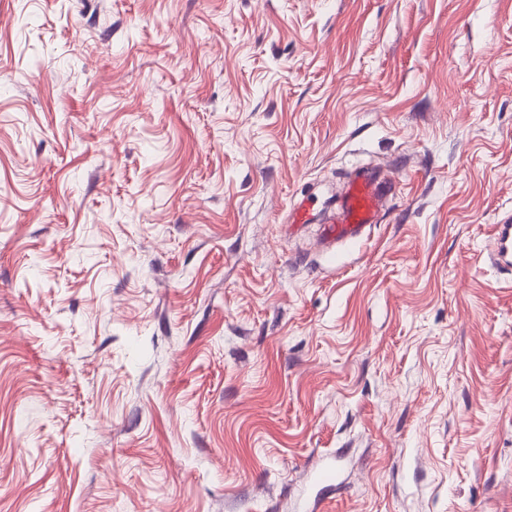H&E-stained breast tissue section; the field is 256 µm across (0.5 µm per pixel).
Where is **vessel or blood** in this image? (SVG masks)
<instances>
[{
	"mask_svg": "<svg viewBox=\"0 0 512 512\" xmlns=\"http://www.w3.org/2000/svg\"><path fill=\"white\" fill-rule=\"evenodd\" d=\"M390 183L374 172L364 171L349 181L336 209L330 210L321 239L326 249L363 236L366 228L378 223ZM492 261L501 269L512 266V219L495 225Z\"/></svg>",
	"mask_w": 512,
	"mask_h": 512,
	"instance_id": "b4317fda",
	"label": "vessel or blood"
}]
</instances>
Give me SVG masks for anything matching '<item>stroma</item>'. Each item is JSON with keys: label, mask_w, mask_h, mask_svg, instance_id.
<instances>
[{"label": "stroma", "mask_w": 512, "mask_h": 512, "mask_svg": "<svg viewBox=\"0 0 512 512\" xmlns=\"http://www.w3.org/2000/svg\"><path fill=\"white\" fill-rule=\"evenodd\" d=\"M508 214L512 0H0V512H512ZM390 183L372 171H363L349 181L339 203L330 210L321 239L327 250L358 239L366 228L378 224ZM492 261L502 270L512 269V219L507 217L501 224H494ZM511 263V268L509 266Z\"/></svg>", "instance_id": "1"}]
</instances>
